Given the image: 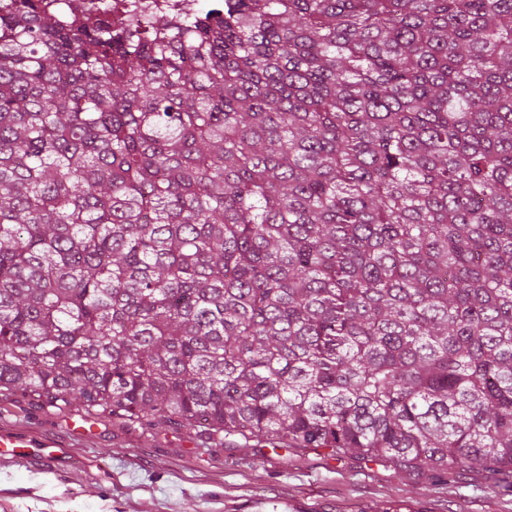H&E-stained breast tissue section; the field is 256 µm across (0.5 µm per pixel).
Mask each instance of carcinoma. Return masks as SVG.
<instances>
[{
	"label": "carcinoma",
	"instance_id": "cac0c4a2",
	"mask_svg": "<svg viewBox=\"0 0 512 512\" xmlns=\"http://www.w3.org/2000/svg\"><path fill=\"white\" fill-rule=\"evenodd\" d=\"M512 477V0H0V393ZM87 9L112 10V24L139 20L146 24L153 16L182 15L196 11L197 0H78Z\"/></svg>",
	"mask_w": 512,
	"mask_h": 512
}]
</instances>
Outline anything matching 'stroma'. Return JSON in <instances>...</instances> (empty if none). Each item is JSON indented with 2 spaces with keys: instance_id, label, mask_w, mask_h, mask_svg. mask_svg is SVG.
Here are the masks:
<instances>
[{
  "instance_id": "stroma-1",
  "label": "stroma",
  "mask_w": 512,
  "mask_h": 512,
  "mask_svg": "<svg viewBox=\"0 0 512 512\" xmlns=\"http://www.w3.org/2000/svg\"><path fill=\"white\" fill-rule=\"evenodd\" d=\"M0 512H512V491L475 468L429 482L383 461L326 450L219 445L164 424L147 430L77 407L0 395Z\"/></svg>"
}]
</instances>
